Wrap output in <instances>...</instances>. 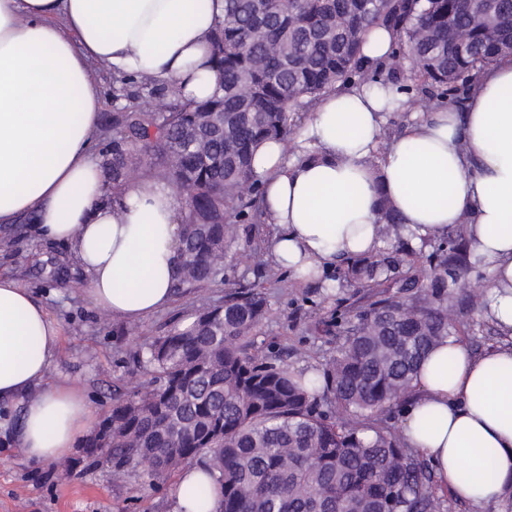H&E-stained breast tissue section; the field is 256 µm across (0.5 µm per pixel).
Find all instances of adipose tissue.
Segmentation results:
<instances>
[{
  "label": "adipose tissue",
  "instance_id": "adipose-tissue-1",
  "mask_svg": "<svg viewBox=\"0 0 512 512\" xmlns=\"http://www.w3.org/2000/svg\"><path fill=\"white\" fill-rule=\"evenodd\" d=\"M225 0H0V223L34 214L44 241L68 244L94 306L140 321L168 307L182 265L185 198L134 178L113 198L93 153L102 109L93 64L177 86L215 90L212 35ZM397 83L325 93L296 135L301 152L261 143L254 171L273 234L269 253L294 279L322 275L382 248V204L411 245L467 220L471 259L488 275L487 316L508 340L473 353L448 336L428 354L403 409V441L458 500L494 512L512 505V56L477 72L463 111L422 113L378 167L385 115L406 101ZM58 323L0 277V401H21L13 443L34 462L70 454L92 425L84 396L59 384L37 392L57 353ZM493 454V477L482 473ZM471 479H461L463 470ZM209 487L199 500V486ZM214 479L181 472L174 512H219Z\"/></svg>",
  "mask_w": 512,
  "mask_h": 512
}]
</instances>
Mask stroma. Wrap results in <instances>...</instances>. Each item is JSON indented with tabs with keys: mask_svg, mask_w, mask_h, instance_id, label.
Returning a JSON list of instances; mask_svg holds the SVG:
<instances>
[{
	"mask_svg": "<svg viewBox=\"0 0 512 512\" xmlns=\"http://www.w3.org/2000/svg\"><path fill=\"white\" fill-rule=\"evenodd\" d=\"M232 230L241 250L256 259L251 265L225 259L230 281L259 282L268 298L256 349L279 356L296 371L320 367L335 353L337 313L356 311L369 299V292L350 287L338 267L318 281L294 279L268 253L270 225L236 224ZM0 275L28 289L59 325L57 356L40 390L62 382L76 386L98 422L110 414L115 390L140 387L143 377L136 360L140 346L221 304L226 290L221 282L191 289L137 323L105 314L93 307L87 281L69 259L67 246L43 242L30 215L0 226ZM486 289L485 274L472 270L466 286L454 291L449 304L451 316L470 322L463 339L475 351L500 339L482 311L469 306L470 293ZM21 413V403L0 405V512H173L170 490L175 475L151 476L138 470L117 478L108 465L90 463L78 447L59 461L30 464L11 441Z\"/></svg>",
	"mask_w": 512,
	"mask_h": 512,
	"instance_id": "35a3bbf8",
	"label": "stroma"
}]
</instances>
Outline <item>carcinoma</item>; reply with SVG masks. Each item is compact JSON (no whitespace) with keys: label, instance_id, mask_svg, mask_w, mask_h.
Wrapping results in <instances>:
<instances>
[{"label":"carcinoma","instance_id":"obj_1","mask_svg":"<svg viewBox=\"0 0 512 512\" xmlns=\"http://www.w3.org/2000/svg\"><path fill=\"white\" fill-rule=\"evenodd\" d=\"M226 0L212 39L218 88L186 98L145 78L113 77L112 200L141 170L182 190L180 239L187 257L175 290L218 281L235 244L230 225L264 224L256 147L277 140L298 148L293 115L362 68L366 33L396 32L412 68L407 80L427 100L462 104L475 70L512 53V0H499L489 35L468 0ZM224 113V128L205 124ZM401 218L384 209L389 251L346 260V276L371 291L336 336V354L316 372H294L252 352L268 303L239 287L193 323L144 347L147 385L119 394L112 413L82 441L117 475L172 473L200 465L218 473L221 512H438L433 474L382 418L412 391L421 362L465 326L448 320V297L472 268L466 224L426 255L400 243Z\"/></svg>","mask_w":512,"mask_h":512}]
</instances>
